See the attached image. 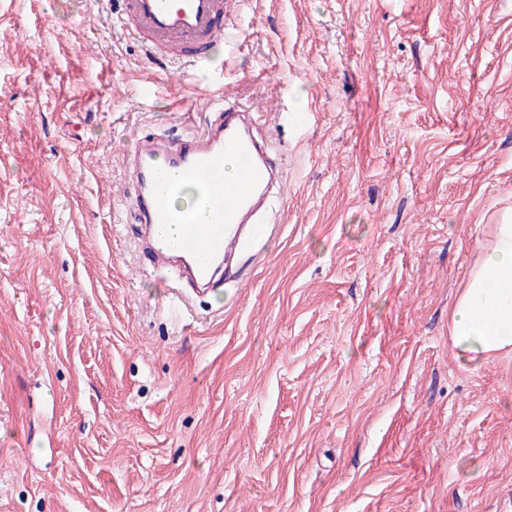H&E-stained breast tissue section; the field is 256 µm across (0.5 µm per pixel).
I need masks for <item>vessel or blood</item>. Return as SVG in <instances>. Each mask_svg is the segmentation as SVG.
Returning <instances> with one entry per match:
<instances>
[{
  "label": "vessel or blood",
  "instance_id": "vessel-or-blood-1",
  "mask_svg": "<svg viewBox=\"0 0 512 512\" xmlns=\"http://www.w3.org/2000/svg\"><path fill=\"white\" fill-rule=\"evenodd\" d=\"M239 18L235 0H121L117 16L154 63L192 70L209 66L211 48L233 38ZM207 109L216 120L176 137L144 136L126 158L146 255L156 266L179 269L204 292L235 257L261 261V245L278 227L259 215L282 180L272 159L276 148L255 136L249 107L223 98ZM238 154L250 159L246 180L230 177L213 186V172L226 156ZM184 181L202 186L201 209H172L171 198Z\"/></svg>",
  "mask_w": 512,
  "mask_h": 512
}]
</instances>
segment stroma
I'll return each instance as SVG.
<instances>
[{
  "label": "stroma",
  "instance_id": "35a3bbf8",
  "mask_svg": "<svg viewBox=\"0 0 512 512\" xmlns=\"http://www.w3.org/2000/svg\"><path fill=\"white\" fill-rule=\"evenodd\" d=\"M118 8L0 0V512H512V355L448 340L512 208V0H256L180 73ZM222 90L284 205L199 297L123 158Z\"/></svg>",
  "mask_w": 512,
  "mask_h": 512
}]
</instances>
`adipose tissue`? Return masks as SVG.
<instances>
[{
  "mask_svg": "<svg viewBox=\"0 0 512 512\" xmlns=\"http://www.w3.org/2000/svg\"><path fill=\"white\" fill-rule=\"evenodd\" d=\"M449 338L472 369L512 355V211L494 225L449 315Z\"/></svg>",
  "mask_w": 512,
  "mask_h": 512,
  "instance_id": "1",
  "label": "adipose tissue"
}]
</instances>
